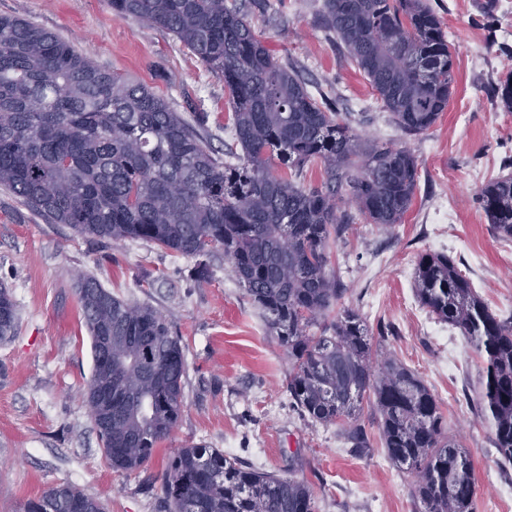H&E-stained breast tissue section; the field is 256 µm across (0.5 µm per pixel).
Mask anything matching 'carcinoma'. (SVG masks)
Instances as JSON below:
<instances>
[{"label":"carcinoma","mask_w":512,"mask_h":512,"mask_svg":"<svg viewBox=\"0 0 512 512\" xmlns=\"http://www.w3.org/2000/svg\"><path fill=\"white\" fill-rule=\"evenodd\" d=\"M112 11L171 33L218 78L233 112L232 144L219 161L198 126L141 82L103 68L57 34L0 16V186L53 224L113 242L145 240L184 256L224 250L231 272L288 355V395L301 415L343 422L357 453L371 447L358 423L364 399L380 419L388 461L416 474L418 512H473L474 465L448 437L444 414L421 376L391 357L373 362L358 309L328 271L330 241L360 217L390 227L409 210L419 173L405 146L362 140L351 121L321 105L291 66L279 63L247 12L226 0H108ZM325 27L408 136L448 107L454 57L428 0H323ZM512 112V71L494 89ZM318 161L316 184L299 181ZM285 167L293 178L274 174ZM478 201L499 238L512 241V173L484 184ZM418 303L460 331L483 358L480 415L512 465V318H500L456 260L420 255ZM75 287L93 367L83 403L112 468L149 463L184 410L186 363L155 309L118 298L93 277ZM322 324L315 336L310 329ZM18 314L0 287V341ZM112 331V415L93 411L104 378L99 339ZM168 512H315L304 481L250 469L204 442L168 458ZM90 497L48 488L25 512H78Z\"/></svg>","instance_id":"obj_1"}]
</instances>
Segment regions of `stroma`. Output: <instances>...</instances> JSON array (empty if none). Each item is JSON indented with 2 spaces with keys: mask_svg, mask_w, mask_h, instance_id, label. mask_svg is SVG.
I'll list each match as a JSON object with an SVG mask.
<instances>
[{
  "mask_svg": "<svg viewBox=\"0 0 512 512\" xmlns=\"http://www.w3.org/2000/svg\"><path fill=\"white\" fill-rule=\"evenodd\" d=\"M269 2L250 20L271 53L311 94L337 98L364 138L408 147L417 159L418 186L402 222L385 229L358 221L331 242L328 268L380 353L416 370L438 400L449 437L474 463V512H512V466H501L494 430L476 414L482 362L458 330L419 306L412 288L418 256L446 253L495 313L512 316V242L497 237L477 200L481 185L512 165V112L491 96L502 70L512 69V14L498 8L492 35L482 0H431L454 49L456 82L436 123L408 137L324 29L323 0ZM1 15L51 30L97 64L153 87L176 111L200 114L215 157H223L228 90L171 34L115 16L107 0H0ZM79 273L159 311L185 350L182 417L152 461L133 472L112 468L80 397L93 359ZM0 286L19 315L15 336L0 343V512H24L60 483L97 498L104 512H166V460L192 441L307 482L315 512H416L415 477L385 459L371 407L360 416L371 442L362 455L343 424L314 425L293 408L285 350L223 252L181 256L143 240L82 236L0 188Z\"/></svg>",
  "mask_w": 512,
  "mask_h": 512,
  "instance_id": "obj_1",
  "label": "stroma"
}]
</instances>
